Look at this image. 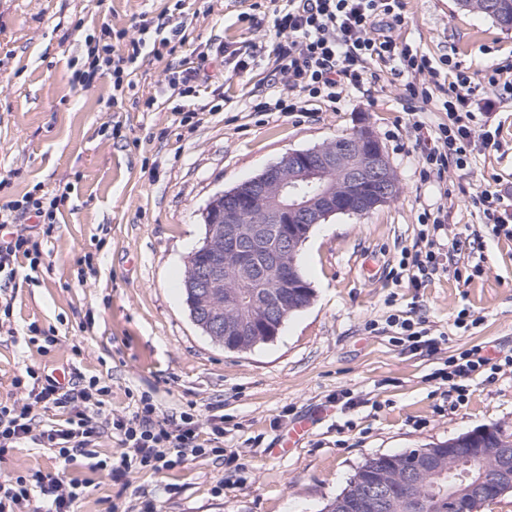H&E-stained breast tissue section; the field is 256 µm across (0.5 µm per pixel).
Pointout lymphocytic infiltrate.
<instances>
[{
  "mask_svg": "<svg viewBox=\"0 0 512 512\" xmlns=\"http://www.w3.org/2000/svg\"><path fill=\"white\" fill-rule=\"evenodd\" d=\"M401 20L400 0H288L287 10L275 19L277 30L290 36L288 44L277 51L275 74L279 86L253 98L250 111L301 112L314 99L336 103L344 89L364 87L369 62H394L408 77L407 100H440L448 116L447 122L435 129L432 146L422 153L423 176L440 178L450 167H463L476 145L496 143L490 131L475 129L474 99L485 84L511 98L512 61L492 66L480 84L461 63L452 62L447 80H440L428 56L399 46L391 35V28ZM187 41L184 30L177 27L167 31L160 25L145 24L135 38L102 27L99 38L88 42L86 62L76 71L75 79L87 86L99 70H110L112 105L122 108L125 92L133 85L132 75L144 60L174 55ZM208 58L205 51H185L178 77L168 82L162 96L146 99V111L171 109L180 125L192 127L200 124L202 114L223 111V93H214L212 102L199 101ZM57 211L56 198L32 193L0 209V228L10 230L8 237L0 240L1 279H15L20 262L32 268L39 265L40 243L34 229L57 224ZM509 367L511 353L490 357L472 347L449 357L444 377L461 403L473 377L481 375L492 383ZM26 373L30 386L26 402L0 405V454L34 443L52 449L65 465L79 455L91 459L94 469L125 484L140 471L159 472L188 457L213 453L215 444L224 437L223 406L219 403L210 406L203 423L190 411L181 412L175 421L161 417L145 394L131 414L107 416L103 408L109 388L99 378H79L63 384L53 375L31 367ZM50 410L59 412V419L41 423L39 412ZM108 432L117 434L123 445L120 455L110 462L100 459L97 452L100 439Z\"/></svg>",
  "mask_w": 512,
  "mask_h": 512,
  "instance_id": "1",
  "label": "lymphocytic infiltrate"
}]
</instances>
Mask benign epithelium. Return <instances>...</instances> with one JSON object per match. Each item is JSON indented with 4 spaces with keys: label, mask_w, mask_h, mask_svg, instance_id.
Instances as JSON below:
<instances>
[{
    "label": "benign epithelium",
    "mask_w": 512,
    "mask_h": 512,
    "mask_svg": "<svg viewBox=\"0 0 512 512\" xmlns=\"http://www.w3.org/2000/svg\"><path fill=\"white\" fill-rule=\"evenodd\" d=\"M392 166L373 131L364 127L350 138L325 146L291 151L261 174L218 195L224 200V220L208 226L203 245L188 259L191 271L186 287L192 293L193 321L217 341L226 336H275L282 324L280 313L291 310L308 289L292 283L295 262L284 265L273 257L265 269L271 290L261 320L249 311L224 319L232 310L224 301L225 259H234L240 283L248 282L252 263L243 248L269 238L277 251L296 253L304 233L310 232L336 214H366L385 205L397 195ZM210 255L201 266L199 255ZM494 428L486 426L468 432L446 448H423L409 460L404 480L388 486L377 472L368 471L359 481L349 507L352 512H389L399 491L403 498L419 505L422 494H448L455 512H479L483 503L512 492V445L498 444ZM465 444L471 456L482 461V468L458 481V445Z\"/></svg>",
    "instance_id": "obj_1"
}]
</instances>
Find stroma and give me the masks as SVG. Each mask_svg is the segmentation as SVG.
<instances>
[{
  "label": "stroma",
  "mask_w": 512,
  "mask_h": 512,
  "mask_svg": "<svg viewBox=\"0 0 512 512\" xmlns=\"http://www.w3.org/2000/svg\"><path fill=\"white\" fill-rule=\"evenodd\" d=\"M398 43L434 67L452 59L470 72L512 60V29L460 8L458 0H403ZM287 0H0V207L26 192L71 184L58 222L42 237L37 270L20 268L0 288L11 304L0 326V403L25 401L27 367L57 377H97L106 407L131 413L140 395L160 412L224 405V445L234 472L214 455L113 483L85 459L69 466L27 444L0 456V481L41 471L84 483L74 512H324L365 459L425 448L495 425L512 433V371L474 378L455 408L437 377L459 349L512 352V238L493 234L477 196L501 190L512 215V99L480 91L476 128L500 149L474 150L464 168L422 181L420 154L447 121L433 105L410 108L404 76L383 70L361 92L294 115L248 111L274 70V9ZM185 24L190 47L212 54L206 71L226 110L195 129L169 110L114 111L112 77L72 85L85 38L102 25L139 34L143 22ZM243 68H236V61ZM178 56L150 60L134 94L159 95ZM370 126L399 183L396 198L370 213L338 214L313 226L299 251L311 303L288 316L273 341L230 351L192 320L184 295L187 257L203 241V212L218 194L260 174L288 152L320 147ZM442 210L434 233L440 265L422 286L403 265L423 249L419 218ZM473 319L457 328L460 311ZM424 320L432 350H409L387 318ZM55 335L38 351L30 328ZM308 436L281 457L271 450L300 419Z\"/></svg>",
  "instance_id": "obj_1"
}]
</instances>
